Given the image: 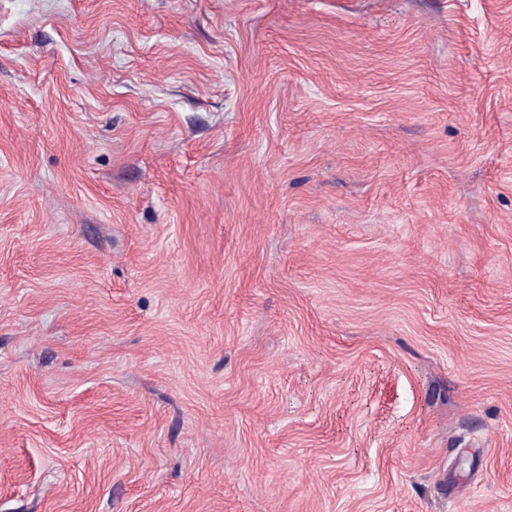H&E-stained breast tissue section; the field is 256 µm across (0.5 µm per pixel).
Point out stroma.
<instances>
[{"mask_svg":"<svg viewBox=\"0 0 512 512\" xmlns=\"http://www.w3.org/2000/svg\"><path fill=\"white\" fill-rule=\"evenodd\" d=\"M0 512H512V0H0Z\"/></svg>","mask_w":512,"mask_h":512,"instance_id":"1","label":"stroma"}]
</instances>
